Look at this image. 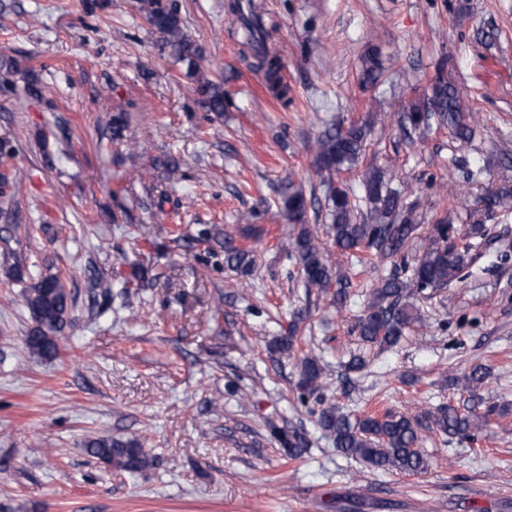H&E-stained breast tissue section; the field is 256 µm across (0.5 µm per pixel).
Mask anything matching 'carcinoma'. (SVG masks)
<instances>
[{"instance_id":"obj_1","label":"carcinoma","mask_w":512,"mask_h":512,"mask_svg":"<svg viewBox=\"0 0 512 512\" xmlns=\"http://www.w3.org/2000/svg\"><path fill=\"white\" fill-rule=\"evenodd\" d=\"M227 7L244 33L246 48L256 60L254 66L263 71L276 96L288 103V86L283 84L281 75L283 64L267 47L270 32L263 15L252 0H229ZM144 9L150 25L160 36L162 47L186 65V75L194 81L202 107L209 112L224 111L227 92L222 84L207 77L201 47L183 31L178 0H147ZM472 117L473 113L467 111L455 86L441 74L430 92L401 115L400 123L415 133L429 128L435 121L448 126L456 139L468 142L473 134ZM367 135L368 128L364 124L327 129L316 141L319 168L331 174L358 162ZM154 166L162 169L174 183L182 178L181 164L175 157L159 158ZM364 189L372 207L366 214L358 215L349 193L329 185L327 209L331 224L327 227V236L336 251L347 254L363 248L374 256L386 258L404 254L411 240L416 238L419 225L415 223L412 210L404 209L401 192L386 188L384 176L376 168L367 170ZM282 202L288 223L297 229L283 250L287 257L295 259L305 287L321 293L332 288L336 305H345L353 288L352 280L339 274L326 257L317 232L307 224L310 202L302 192L291 187L283 193ZM447 233L448 225H435L409 275L404 278L396 272L378 282L372 302L355 326L363 343L381 349L398 344L406 328L423 322L420 310L410 302L413 291L445 288L459 278L469 263L470 249L444 244ZM201 236L224 251V263L229 268L241 275L251 274L256 264L253 251L234 245L233 237L218 230L204 229ZM23 302L33 322L25 336L29 354L40 359L56 357L58 337L71 322L70 292L60 276L50 271L25 290ZM304 319L301 312L292 315L286 333L277 341L279 351H293ZM487 376L485 365L473 366L452 380L458 390L469 394L463 404L440 405L421 415L387 410L352 416L322 400L311 413L340 453L373 469L417 475L427 470V461L417 448L418 428L422 423H428L432 429L449 437L475 441L490 426L491 417L503 414L501 408L486 404L477 394ZM321 378L322 366L318 358L311 353L304 354L300 358L298 380L301 400L321 389ZM86 450L91 457L117 471L136 473L154 465L140 441L133 438L93 437L87 440Z\"/></svg>"}]
</instances>
